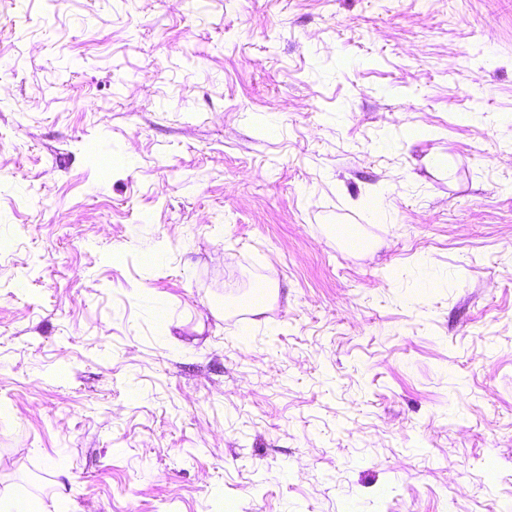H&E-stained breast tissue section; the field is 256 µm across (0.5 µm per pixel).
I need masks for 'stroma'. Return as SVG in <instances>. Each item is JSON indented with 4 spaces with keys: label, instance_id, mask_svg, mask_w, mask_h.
Masks as SVG:
<instances>
[{
    "label": "stroma",
    "instance_id": "obj_1",
    "mask_svg": "<svg viewBox=\"0 0 512 512\" xmlns=\"http://www.w3.org/2000/svg\"><path fill=\"white\" fill-rule=\"evenodd\" d=\"M13 485L512 512V0H0Z\"/></svg>",
    "mask_w": 512,
    "mask_h": 512
}]
</instances>
